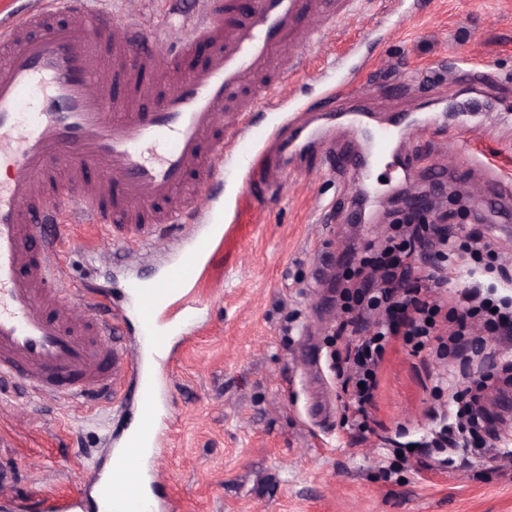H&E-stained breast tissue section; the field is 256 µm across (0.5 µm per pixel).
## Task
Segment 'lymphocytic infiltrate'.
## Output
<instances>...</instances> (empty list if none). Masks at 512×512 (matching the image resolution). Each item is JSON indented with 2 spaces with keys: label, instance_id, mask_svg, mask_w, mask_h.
Returning a JSON list of instances; mask_svg holds the SVG:
<instances>
[{
  "label": "lymphocytic infiltrate",
  "instance_id": "1",
  "mask_svg": "<svg viewBox=\"0 0 512 512\" xmlns=\"http://www.w3.org/2000/svg\"><path fill=\"white\" fill-rule=\"evenodd\" d=\"M428 237L435 244L427 265L420 261L416 245ZM491 255L479 225L451 227L405 220L392 225L384 245L368 250L350 270L349 283L339 293L342 316L336 336L341 348L332 355L349 430L368 429L381 363L393 342L415 354L458 361L466 344H483L490 334L498 339L499 359L512 361V295L493 296L477 281L457 288L448 285L457 260L478 267ZM486 381L482 374L472 383L435 384L437 402L445 400L453 418L434 444L453 443L470 452L475 465L493 469L498 455L474 450L475 420L461 406L472 386H484Z\"/></svg>",
  "mask_w": 512,
  "mask_h": 512
}]
</instances>
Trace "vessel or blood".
<instances>
[{
    "label": "vessel or blood",
    "mask_w": 512,
    "mask_h": 512,
    "mask_svg": "<svg viewBox=\"0 0 512 512\" xmlns=\"http://www.w3.org/2000/svg\"><path fill=\"white\" fill-rule=\"evenodd\" d=\"M21 4L0 11V169L10 173L0 182V380L54 400L97 392L115 411L133 402L159 416L164 370L151 341L188 337L179 292L199 285L224 240L223 203L195 202L267 138L255 115L282 111L287 82L305 65L294 51L309 36L305 18L343 19L349 0H196L193 12L156 24L111 23L100 0ZM107 25L108 45L92 35ZM175 28L186 37L172 39ZM200 41L210 53L183 74L182 58ZM145 100L154 109L141 111ZM396 137V128L375 127V162H388ZM360 163L348 152L322 156L336 173ZM72 224L119 226L135 255L162 230L179 234L153 277L126 275L116 309L103 285L62 296L63 232ZM130 313L139 340L118 343ZM163 444L159 419L121 439L140 460L128 473L135 496L96 466L65 495L0 493V512H165L160 477L139 455Z\"/></svg>",
    "instance_id": "vessel-or-blood-1"
}]
</instances>
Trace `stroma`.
Wrapping results in <instances>:
<instances>
[{
    "label": "stroma",
    "mask_w": 512,
    "mask_h": 512,
    "mask_svg": "<svg viewBox=\"0 0 512 512\" xmlns=\"http://www.w3.org/2000/svg\"><path fill=\"white\" fill-rule=\"evenodd\" d=\"M352 36L370 61L352 89L325 103L317 66ZM307 58L288 88L312 149L300 152L280 132L269 151L283 176L262 198L221 181L207 190L236 207L224 223L222 259L193 295L199 324L171 345L167 437L153 458L161 491L171 512H512V475L465 469L459 449L432 444L431 381L458 365L393 347L370 431L344 426L330 366L336 286L363 245L402 220L399 194L429 190L418 164L331 176L317 162L324 146L363 152L347 113H370L379 124L406 114L397 153L425 142L430 164L450 172L442 190L429 192L425 223L488 226L512 267V234L493 229L500 209L472 213L487 193L482 175L437 132L472 126L475 147L512 175V0H416L408 14L393 0H355ZM100 247L122 251V230L73 227L63 289L105 277L120 295L122 277L97 259ZM137 418L132 404L112 413L93 399L43 402L0 388V487L68 492L107 438ZM434 452L448 467L420 471ZM386 466L397 470L389 482Z\"/></svg>",
    "instance_id": "stroma-1"
}]
</instances>
